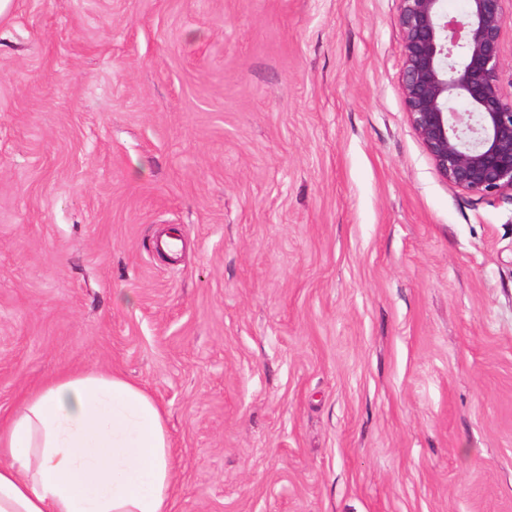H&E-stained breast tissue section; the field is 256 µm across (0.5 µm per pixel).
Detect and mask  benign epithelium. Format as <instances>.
<instances>
[{"label":"benign epithelium","mask_w":512,"mask_h":512,"mask_svg":"<svg viewBox=\"0 0 512 512\" xmlns=\"http://www.w3.org/2000/svg\"><path fill=\"white\" fill-rule=\"evenodd\" d=\"M409 122L436 172L477 201L512 198V95L503 86V32L512 0H398Z\"/></svg>","instance_id":"1"}]
</instances>
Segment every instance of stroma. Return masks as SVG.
I'll return each mask as SVG.
<instances>
[{
  "instance_id": "obj_1",
  "label": "stroma",
  "mask_w": 512,
  "mask_h": 512,
  "mask_svg": "<svg viewBox=\"0 0 512 512\" xmlns=\"http://www.w3.org/2000/svg\"><path fill=\"white\" fill-rule=\"evenodd\" d=\"M397 16L13 0L0 416L117 372L164 410L175 512H512V199L436 173Z\"/></svg>"
}]
</instances>
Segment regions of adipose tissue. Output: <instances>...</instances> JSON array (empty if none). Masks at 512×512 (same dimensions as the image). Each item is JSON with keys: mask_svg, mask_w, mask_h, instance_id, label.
<instances>
[{"mask_svg": "<svg viewBox=\"0 0 512 512\" xmlns=\"http://www.w3.org/2000/svg\"><path fill=\"white\" fill-rule=\"evenodd\" d=\"M159 404L118 373L63 372L0 419V512H172Z\"/></svg>", "mask_w": 512, "mask_h": 512, "instance_id": "ef3b65f1", "label": "adipose tissue"}]
</instances>
